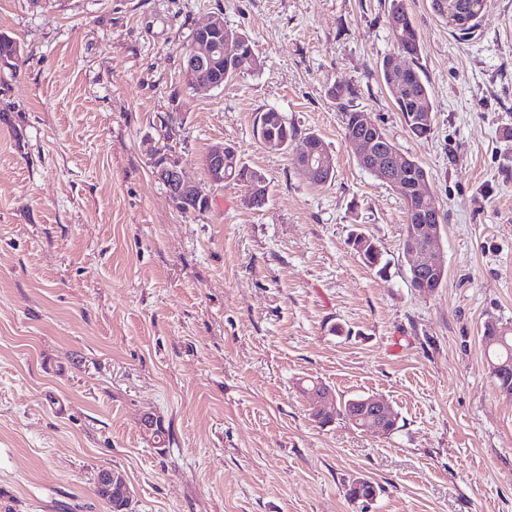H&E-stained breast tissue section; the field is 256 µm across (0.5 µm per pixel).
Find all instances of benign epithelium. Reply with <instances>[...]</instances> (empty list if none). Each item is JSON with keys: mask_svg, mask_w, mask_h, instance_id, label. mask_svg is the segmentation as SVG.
<instances>
[{"mask_svg": "<svg viewBox=\"0 0 512 512\" xmlns=\"http://www.w3.org/2000/svg\"><path fill=\"white\" fill-rule=\"evenodd\" d=\"M476 0H435L439 11L448 12L449 25L459 29L475 23L481 11L473 8ZM233 36L224 27L220 17L197 28V37L192 52L185 59V67L191 85L197 91L212 89V85L199 80L202 71L224 72V55L231 52ZM235 153V149L223 143L210 147L205 158L207 180L212 185L232 182L224 174V152ZM155 177L167 189V195L176 207H185L189 201L204 203L208 199L203 187L189 179L180 163L166 158L165 162L155 166ZM440 212L430 211L423 215V224L412 234L405 249L413 274V285L423 293H430L440 287L446 275V263L442 255L434 248L440 233ZM312 404V414L335 402L334 393L326 386L317 384L303 391ZM351 421H364V429L384 436L387 434L386 422L395 415L394 409L382 399L370 395L354 399ZM99 492L110 498L112 496H129L131 490L123 475L112 469H104L98 476Z\"/></svg>", "mask_w": 512, "mask_h": 512, "instance_id": "obj_1", "label": "benign epithelium"}]
</instances>
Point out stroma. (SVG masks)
<instances>
[{"label": "stroma", "instance_id": "1", "mask_svg": "<svg viewBox=\"0 0 512 512\" xmlns=\"http://www.w3.org/2000/svg\"><path fill=\"white\" fill-rule=\"evenodd\" d=\"M420 54L398 53L391 0H0L23 46L0 70V512H109L101 470L132 512H512V399L488 374V321L512 325V0L458 38L433 0H406ZM221 16L257 73L205 94L183 62ZM432 92L414 137L379 63ZM426 170L447 276L412 288L404 205L361 169L329 91ZM315 132L331 185L256 140L258 111ZM270 182L208 186L184 213L153 175L159 149L206 184L211 145ZM374 239L380 275L348 245ZM377 395L399 427L321 426L299 391ZM155 415L164 445L143 433ZM378 488L369 505L349 482ZM98 487L99 492L106 498H112V501L104 498L110 506L111 512H128L127 505L123 503V500L120 503L114 496L112 497L113 493L116 497L131 495L130 487L120 472L112 469L102 470L98 476ZM124 506L125 508H123Z\"/></svg>", "mask_w": 512, "mask_h": 512}]
</instances>
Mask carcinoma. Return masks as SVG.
Returning <instances> with one entry per match:
<instances>
[{
  "instance_id": "carcinoma-1",
  "label": "carcinoma",
  "mask_w": 512,
  "mask_h": 512,
  "mask_svg": "<svg viewBox=\"0 0 512 512\" xmlns=\"http://www.w3.org/2000/svg\"><path fill=\"white\" fill-rule=\"evenodd\" d=\"M391 25L394 42L399 52L412 56H419L420 45L416 28L408 13L405 0H392ZM261 69V62L257 60L251 49V40L242 36L236 43L235 50L224 58V76L217 78L206 73L201 74L204 82L228 81L241 74L255 73ZM383 80L391 93L397 111L401 112L405 125L413 136L427 138L432 134L433 121L422 120L419 114L433 111L431 90L428 81L420 72L412 67L397 73L392 67V57L386 56L380 63ZM343 124L345 139L362 134V111L343 108ZM264 135L265 139H273L286 146L290 145L298 136V130L288 124L285 116H277V112L266 110L257 113L254 135ZM394 144L388 134L381 128L376 129L372 135V144L369 154L356 157L359 167L374 174L377 166L387 169L399 166L400 154L391 151ZM226 164L224 170L237 179L247 188L257 185L261 192H269V182L265 174L247 165L240 159H234L225 154ZM403 186L398 195L403 200L405 209L404 238L411 237V231L421 223L423 212L434 207V197L416 195L413 191L414 182L427 180V173L417 162L412 161L404 169ZM374 240L363 231L356 229L350 233L348 245L367 267L383 273L386 266L382 265V253L373 247ZM489 356L496 363L512 362V332L508 334L507 346L494 345L488 349Z\"/></svg>"
}]
</instances>
